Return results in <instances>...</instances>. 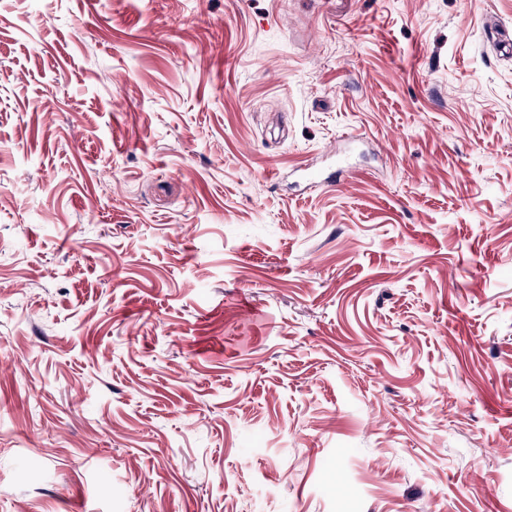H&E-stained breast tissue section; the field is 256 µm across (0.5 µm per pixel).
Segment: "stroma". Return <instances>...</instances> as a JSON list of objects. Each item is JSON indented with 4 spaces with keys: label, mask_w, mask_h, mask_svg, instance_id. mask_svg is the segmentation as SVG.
<instances>
[{
    "label": "stroma",
    "mask_w": 512,
    "mask_h": 512,
    "mask_svg": "<svg viewBox=\"0 0 512 512\" xmlns=\"http://www.w3.org/2000/svg\"><path fill=\"white\" fill-rule=\"evenodd\" d=\"M508 39L0 0V512H512Z\"/></svg>",
    "instance_id": "35a3bbf8"
}]
</instances>
